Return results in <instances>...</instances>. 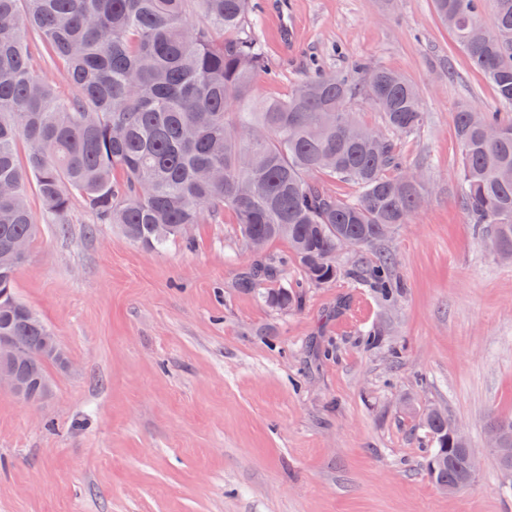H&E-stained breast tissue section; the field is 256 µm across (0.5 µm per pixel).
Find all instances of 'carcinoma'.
Segmentation results:
<instances>
[{"instance_id":"obj_1","label":"carcinoma","mask_w":512,"mask_h":512,"mask_svg":"<svg viewBox=\"0 0 512 512\" xmlns=\"http://www.w3.org/2000/svg\"><path fill=\"white\" fill-rule=\"evenodd\" d=\"M482 0H434L461 49L482 70L507 112H456L461 204L481 240L512 259V0H492L493 30L471 39ZM252 0H0V290L20 266L13 240L39 233L28 203L35 190L47 215L64 223L80 197L105 224L158 249L224 210L241 237L288 241L311 285L341 274L344 248H364L408 223L427 194L404 180L393 140L424 126L418 89L402 75L361 63L347 75L317 72L288 98L255 94L265 69L248 17ZM64 63L78 95L59 98L30 64L27 38ZM367 97L387 134L358 124L347 103ZM27 146L26 161L16 152ZM318 174L348 180L359 194L339 199ZM282 261L261 258L247 280L273 278ZM389 302L398 294L387 264L372 269ZM262 301L296 307L294 288ZM47 326L24 304L0 306V336L40 349ZM427 472L438 486L463 488L471 449L452 421L431 411Z\"/></svg>"}]
</instances>
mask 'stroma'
Wrapping results in <instances>:
<instances>
[{"instance_id":"obj_1","label":"stroma","mask_w":512,"mask_h":512,"mask_svg":"<svg viewBox=\"0 0 512 512\" xmlns=\"http://www.w3.org/2000/svg\"><path fill=\"white\" fill-rule=\"evenodd\" d=\"M254 3L259 96L358 62L418 87L424 126L395 144L426 202L338 254L331 285L303 283L275 240L265 254L286 267L247 289L257 257L232 211L149 251L81 199L54 224L29 194L40 232L14 294L70 367L49 369L33 406L0 390V512H512L489 441L491 417H512V262L482 247L460 205L455 132L459 106L493 111L494 90L432 0ZM28 48L59 96L77 95L37 35ZM383 262L401 286L392 304L361 278ZM296 285L299 308L259 298ZM435 408L479 459L452 495L426 471Z\"/></svg>"}]
</instances>
